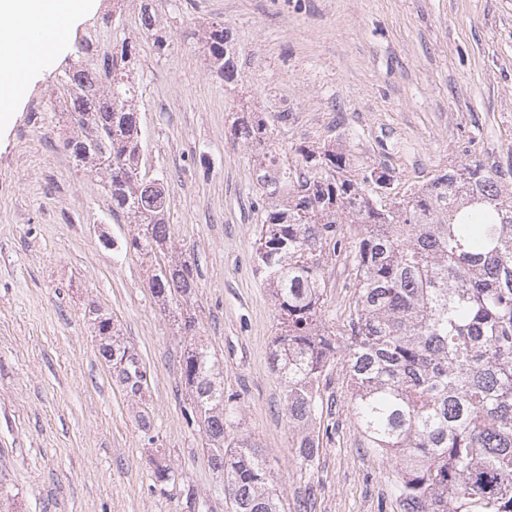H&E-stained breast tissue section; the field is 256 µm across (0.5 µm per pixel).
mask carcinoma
<instances>
[{"mask_svg":"<svg viewBox=\"0 0 512 512\" xmlns=\"http://www.w3.org/2000/svg\"><path fill=\"white\" fill-rule=\"evenodd\" d=\"M224 28L207 50L224 81L235 75ZM127 50L91 70L112 79L66 74L64 91L80 135L66 141L76 162L103 165L112 213L144 225L133 249L164 252L166 188L137 172L142 149L131 85L116 71ZM234 134L262 145L261 120L241 117ZM307 171L292 175L273 151L256 165L268 201L256 240L257 272L270 288L281 335L272 368L287 388L288 416L301 429V463L319 456L317 420L336 358V334L323 320L324 266L346 253L355 271L354 303L345 325L344 368L350 415L365 447L399 466L395 488L403 512H512V193L504 173L480 160L451 166L409 195L381 205L374 189L389 185L384 171L359 176L334 150L304 154ZM356 225L347 241L343 225ZM150 288L177 310L179 331L196 337V321L180 305L195 288L189 260L159 267ZM99 353L126 392L147 387L145 364L118 337L112 317L95 312ZM181 378L190 397L189 423L206 435L208 461L224 472V495L234 512H283L269 485L258 443L235 430L240 395L224 394L218 359L196 342L183 352ZM153 487L179 489L196 512L193 489L158 450L150 459Z\"/></svg>","mask_w":512,"mask_h":512,"instance_id":"obj_1","label":"carcinoma"}]
</instances>
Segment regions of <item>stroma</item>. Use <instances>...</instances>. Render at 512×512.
Wrapping results in <instances>:
<instances>
[{
	"mask_svg": "<svg viewBox=\"0 0 512 512\" xmlns=\"http://www.w3.org/2000/svg\"><path fill=\"white\" fill-rule=\"evenodd\" d=\"M153 15L144 30V11ZM230 33L236 73L212 67L213 24ZM135 84L140 175L167 187V247L196 272V339L216 354L225 392L241 395L242 431L259 444L287 512H401L391 461L364 448L348 412L342 360L329 387L335 424L313 465L269 356L278 312L255 271L264 214L258 147L234 137L257 113L293 172L306 150L333 148L360 173L386 171L390 197L473 159L512 163V0H97L0 128V512H185L152 489L148 458L166 461L205 503L228 512L224 474L189 425L180 374L186 343L154 298V266L130 243L139 225L114 215L106 179L64 147L63 100L82 49L122 42ZM326 324L353 306L348 261L327 263ZM111 314L145 364L130 396L98 353L91 309ZM148 406L152 437L137 418Z\"/></svg>",
	"mask_w": 512,
	"mask_h": 512,
	"instance_id": "1",
	"label": "stroma"
}]
</instances>
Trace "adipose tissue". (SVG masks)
I'll use <instances>...</instances> for the list:
<instances>
[{"instance_id":"obj_1","label":"adipose tissue","mask_w":512,"mask_h":512,"mask_svg":"<svg viewBox=\"0 0 512 512\" xmlns=\"http://www.w3.org/2000/svg\"><path fill=\"white\" fill-rule=\"evenodd\" d=\"M90 6L91 0H0V74L30 80L60 50L45 31L60 20L73 24ZM20 42L21 53L15 50Z\"/></svg>"}]
</instances>
